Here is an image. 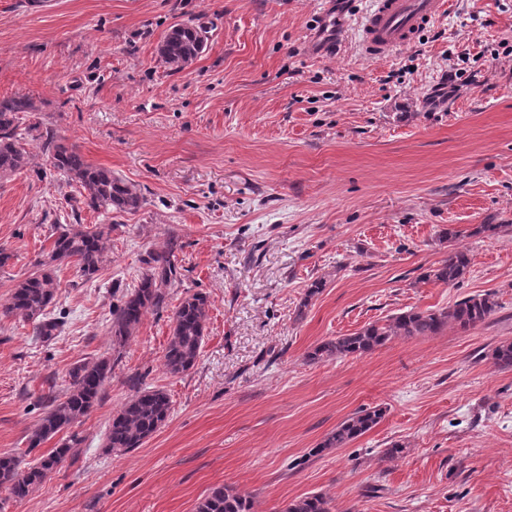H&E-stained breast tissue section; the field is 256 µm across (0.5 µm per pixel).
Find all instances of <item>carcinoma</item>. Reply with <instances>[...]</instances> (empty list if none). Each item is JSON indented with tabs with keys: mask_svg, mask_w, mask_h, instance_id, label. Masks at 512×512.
<instances>
[{
	"mask_svg": "<svg viewBox=\"0 0 512 512\" xmlns=\"http://www.w3.org/2000/svg\"><path fill=\"white\" fill-rule=\"evenodd\" d=\"M206 37L202 27L192 23H178L170 27L159 46L163 64L172 72L183 70L203 52ZM31 97L18 95L0 98V174L24 170L29 165L30 151L25 138L18 132L20 113L34 112ZM42 149L54 170L64 175L70 185L78 188L83 203L102 215L112 212L136 211L142 197L134 186L112 171L88 162L80 150L54 135L38 134ZM50 252L37 260L41 271L25 278L14 287L8 301L0 306V315L16 317L34 324L37 335L49 340L56 336L59 321L46 316L59 288L52 266L74 258L84 276L96 274L105 261L108 232L101 224L94 229H74L59 224ZM154 253L148 268L134 291L123 294L112 305V341L122 345L132 336L149 309L159 310L166 301V289L178 280V266L174 249ZM470 258L463 250H454L439 266L429 269L423 280L443 284H456L464 279ZM497 308L492 294L469 295L441 311H415L396 313L385 320L372 322L361 330L340 335L317 345L308 352L310 362L326 358L364 356L371 354L396 338L436 336L448 326L462 329L474 327L489 318ZM209 301L206 295L194 293L186 297L172 317V334L164 350V366L173 374L192 369L201 352ZM494 363L502 370L512 369V341H504L493 351ZM113 363L106 359L85 361L71 374V389L64 399L45 397V412L29 437L28 449L33 450L60 432L81 421L98 403L105 381L112 374ZM143 377L131 379L135 395L112 417L106 448L114 453H125L140 447L169 418L171 400L160 389L142 387ZM384 415L381 408L360 409L345 419L329 434L313 453L330 448H344L377 425ZM81 444L73 433L39 462L21 469V461L13 453H0V485L9 488L17 500L26 498L42 486L49 474L69 457L71 449ZM197 512H253L250 498L222 485L215 486L198 503ZM282 512H331L330 501L313 494L288 503Z\"/></svg>",
	"mask_w": 512,
	"mask_h": 512,
	"instance_id": "obj_1",
	"label": "carcinoma"
}]
</instances>
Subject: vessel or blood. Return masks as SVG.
Here are the masks:
<instances>
[{
	"label": "vessel or blood",
	"instance_id": "vessel-or-blood-1",
	"mask_svg": "<svg viewBox=\"0 0 512 512\" xmlns=\"http://www.w3.org/2000/svg\"><path fill=\"white\" fill-rule=\"evenodd\" d=\"M445 0H371L361 26L366 56L381 57L410 44L416 34L439 16Z\"/></svg>",
	"mask_w": 512,
	"mask_h": 512
}]
</instances>
